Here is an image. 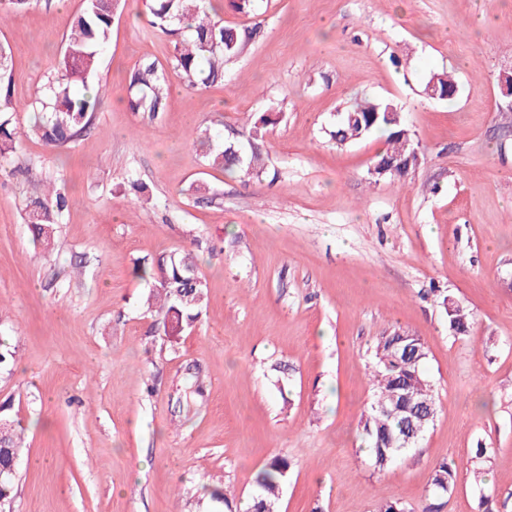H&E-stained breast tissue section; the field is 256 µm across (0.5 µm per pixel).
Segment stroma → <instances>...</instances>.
<instances>
[{
  "label": "stroma",
  "mask_w": 512,
  "mask_h": 512,
  "mask_svg": "<svg viewBox=\"0 0 512 512\" xmlns=\"http://www.w3.org/2000/svg\"><path fill=\"white\" fill-rule=\"evenodd\" d=\"M142 8L127 0L112 24L87 133L56 152L27 140L0 160V337L18 354L0 406L26 445L16 512H224L205 486L245 500L275 455L291 463L278 512L392 500L422 512L443 460L458 477L441 512H512V0L226 7L225 25L257 34L223 83L199 90L172 68L171 40L136 20ZM81 9L34 0L0 25L19 128ZM145 61L169 87L154 120L127 103ZM441 71L459 88L449 101L425 92ZM363 97L395 104L419 144L403 178L371 173L385 133L330 138ZM271 110L283 119L258 140L261 176L210 168L192 145L197 130L228 136ZM132 174L145 196L125 193ZM51 180L71 205L45 252L24 203ZM184 252L205 300L173 339L133 270ZM446 296L470 316L466 337L448 329ZM396 327L427 345L438 414L380 473L361 416L374 343ZM197 370L204 394L185 399Z\"/></svg>",
  "instance_id": "obj_1"
}]
</instances>
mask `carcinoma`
Listing matches in <instances>:
<instances>
[{
  "label": "carcinoma",
  "instance_id": "1",
  "mask_svg": "<svg viewBox=\"0 0 512 512\" xmlns=\"http://www.w3.org/2000/svg\"><path fill=\"white\" fill-rule=\"evenodd\" d=\"M121 0H83V9L66 37L62 60L44 91L32 103L34 121L19 130L11 113L8 76L9 57L0 46V158L18 155L21 140L38 139L55 152L76 142L89 128L100 98L96 81L97 59L101 46L109 39L112 22ZM32 0H0V22L16 15ZM145 20L153 30L174 37L172 67L191 88H206L224 82L227 63L238 58L249 36L224 25L217 18L213 0H145ZM129 108L147 111L151 117L164 110L167 89L165 78L153 62L139 65L130 77ZM280 113L262 112L246 136L247 144L224 140L207 132L195 144L210 167H219L250 178L261 174L264 162L254 141L262 130L277 123ZM374 131L387 133V149L376 165L384 169L406 161L415 166L418 149L412 133L403 123L397 106L388 101L366 102L346 110L342 122L331 131L338 144L361 139ZM69 207V199L58 189H48L29 198L25 204L27 224L34 242L43 250L54 244L57 225ZM136 277L154 280L149 305H158L166 335L173 338L198 320L204 299V284L187 257L170 259L159 266V274L145 267L134 269ZM442 305L448 327L464 335L468 314L448 297ZM428 348L425 341L395 328L378 337L372 355V378L376 393L363 420V432L370 443V455L379 471L397 467L411 448L404 437L412 428L434 425L437 401L425 371ZM16 351L0 341V373L12 374ZM23 428L6 415H0V512H14L17 461L23 450ZM290 463L282 456L272 458L258 473L246 501L245 512H277L280 491ZM458 466L446 460L435 465L428 485L433 500L425 512H439L435 501L448 497L457 482Z\"/></svg>",
  "mask_w": 512,
  "mask_h": 512
}]
</instances>
